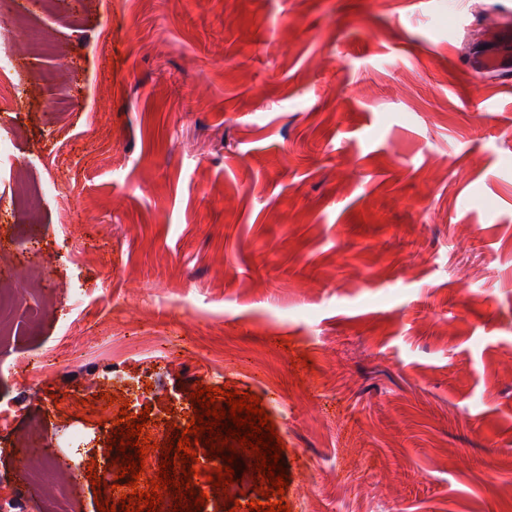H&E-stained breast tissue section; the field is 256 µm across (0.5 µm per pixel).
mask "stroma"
I'll use <instances>...</instances> for the list:
<instances>
[{
  "mask_svg": "<svg viewBox=\"0 0 512 512\" xmlns=\"http://www.w3.org/2000/svg\"><path fill=\"white\" fill-rule=\"evenodd\" d=\"M511 35L512 0H11L0 512L111 500L123 378L162 435L197 385L258 395L291 512H512V74L469 68Z\"/></svg>",
  "mask_w": 512,
  "mask_h": 512,
  "instance_id": "1",
  "label": "stroma"
}]
</instances>
